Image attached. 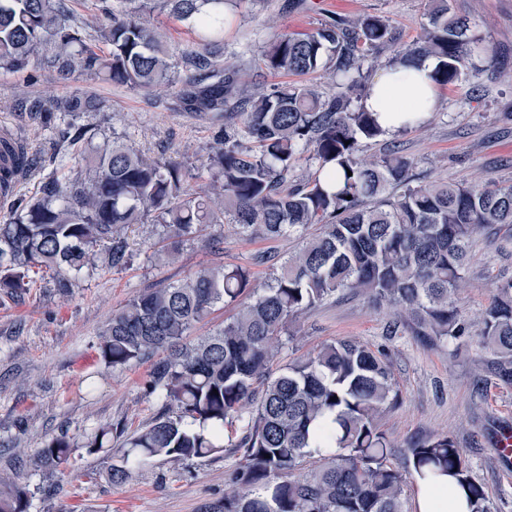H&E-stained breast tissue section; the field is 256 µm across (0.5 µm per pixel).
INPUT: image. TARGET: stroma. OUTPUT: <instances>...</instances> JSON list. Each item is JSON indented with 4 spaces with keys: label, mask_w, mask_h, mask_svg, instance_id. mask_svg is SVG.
Returning a JSON list of instances; mask_svg holds the SVG:
<instances>
[{
    "label": "stroma",
    "mask_w": 512,
    "mask_h": 512,
    "mask_svg": "<svg viewBox=\"0 0 512 512\" xmlns=\"http://www.w3.org/2000/svg\"><path fill=\"white\" fill-rule=\"evenodd\" d=\"M65 5L85 41L104 50L94 19L115 7L116 0H65ZM451 7L467 20L475 38L471 68L454 86L439 90V104L428 123L363 143L361 153L376 158L394 149L414 159L419 184L485 176L512 186V0H452ZM428 8L429 0H239L216 57L241 64L250 80L270 86L289 79L287 73L274 75L260 64L273 33L303 32L331 19L377 14L398 35L385 51L390 57L413 45ZM22 91L43 99L92 96L100 109L81 113L72 124L45 126L13 109V99ZM223 127V118L212 113L182 111L173 86L148 94L93 76L63 79L47 65L0 71V129L22 137L34 157L18 188L26 198L59 173L86 177L76 129L88 130L94 143L116 139L155 160L196 169L205 164ZM64 156L71 157L70 168H61ZM127 239L131 259L125 268L83 270L68 293H60L51 276L36 274L23 294H0V474L28 486V512L224 510V488L240 458L230 447L216 459L178 464L157 457L131 480H108L111 459L89 450L88 437L105 424L133 432L161 410L162 402L144 393L152 362L112 369L99 356L98 332L113 310L143 289L214 265L246 267L256 282H264L271 268L257 263V255L268 252L283 260L301 241L246 238L230 224H212L183 244L174 260L162 263L155 257L161 228L153 220L130 226ZM506 279H512V251L499 240L477 239L469 287L459 302L466 318L476 319L489 302L493 283ZM393 320L387 302L361 293L338 294L301 315L296 340L276 363L284 365L340 338L386 350L399 393L398 404L380 420L396 443L392 463L403 465L406 446L413 441L451 435L496 512H512V458L495 450L500 432L512 430V387L487 374L482 365L486 353L478 345L458 356L447 342L415 335L408 325L398 335H388ZM62 434L73 442L67 465L54 471L30 465V455Z\"/></svg>",
    "instance_id": "obj_1"
}]
</instances>
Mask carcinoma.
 <instances>
[{
  "label": "carcinoma",
  "mask_w": 512,
  "mask_h": 512,
  "mask_svg": "<svg viewBox=\"0 0 512 512\" xmlns=\"http://www.w3.org/2000/svg\"><path fill=\"white\" fill-rule=\"evenodd\" d=\"M226 2L124 0L100 30L108 46L101 55L70 24L64 0H0L1 71L27 69L49 46L62 78L100 76L148 93L178 81L184 110L224 113V135L208 157L212 180L188 198L184 182L197 174L118 141L89 148L88 181L54 178L43 195L17 198L33 159L21 140L1 130L0 195L15 202L0 224V292L23 294L34 268L52 271L65 290L85 268L126 267L125 229L150 215L163 228L166 254L222 216L249 238L297 236L299 249L272 268L259 290L246 268L222 265L145 289L112 311L99 333L105 364L124 369L165 353L145 384L164 409L139 431L103 426L88 441L93 451L113 453L112 482L127 481L157 456L179 462L223 455L224 427L246 414L224 512H406L407 480L429 475L453 478L467 491L471 512H493L447 434L412 443L404 469L390 462L394 443L379 420L399 394L387 354L336 339L277 371L271 362L294 341L290 325L300 315L349 290L389 302L423 336L457 348L476 341L490 355L491 373L511 386L512 279L493 283L489 304L473 321L457 302L468 287L475 239L512 226V186L490 179L414 186V163L400 152L359 156L361 140L386 134L378 113L352 106V95L367 91L361 61L394 41L386 18L355 16L270 39L262 54L269 71H325L345 81L346 91L324 98L300 83H250L235 64L217 63ZM156 10L195 33L181 76L156 34ZM471 42L468 23L451 12L449 0H431L417 40L394 63L430 60L434 83L447 86L467 69ZM26 111L48 124L59 113L97 112L99 103L75 94L49 106L30 100ZM301 160L306 171L298 175ZM327 167L342 175L341 189L323 185ZM219 303L238 311L215 334L184 343ZM70 448L63 434L30 462L59 468ZM314 456L316 468L304 471ZM29 497L27 485L0 479V512H28Z\"/></svg>",
  "instance_id": "carcinoma-1"
}]
</instances>
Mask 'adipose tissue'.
Instances as JSON below:
<instances>
[{
    "label": "adipose tissue",
    "mask_w": 512,
    "mask_h": 512,
    "mask_svg": "<svg viewBox=\"0 0 512 512\" xmlns=\"http://www.w3.org/2000/svg\"><path fill=\"white\" fill-rule=\"evenodd\" d=\"M431 63L389 69L378 75L364 100L367 111L379 122L398 131L413 116H429L437 105L435 85L429 77ZM414 512H469L464 494L447 478L421 480L416 484Z\"/></svg>",
    "instance_id": "adipose-tissue-1"
}]
</instances>
